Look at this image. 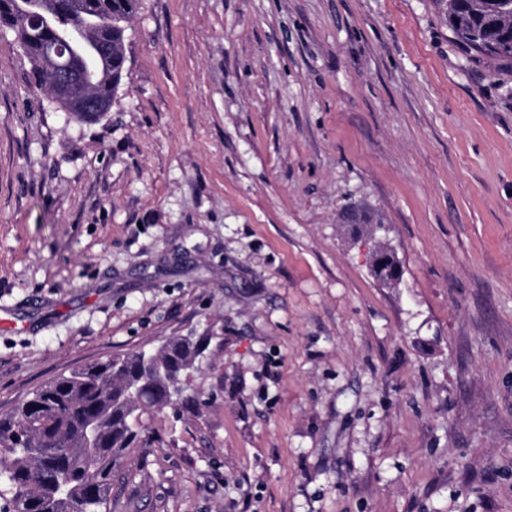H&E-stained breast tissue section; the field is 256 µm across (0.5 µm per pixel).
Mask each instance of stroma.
<instances>
[{
    "mask_svg": "<svg viewBox=\"0 0 512 512\" xmlns=\"http://www.w3.org/2000/svg\"><path fill=\"white\" fill-rule=\"evenodd\" d=\"M125 35L75 123L0 31V415L200 338L107 512H512V63L446 0H141ZM395 257V251L388 243L375 242L371 250L370 272L379 282L393 288L401 284L403 275Z\"/></svg>",
    "mask_w": 512,
    "mask_h": 512,
    "instance_id": "35a3bbf8",
    "label": "stroma"
}]
</instances>
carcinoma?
I'll return each instance as SVG.
<instances>
[{"mask_svg": "<svg viewBox=\"0 0 512 512\" xmlns=\"http://www.w3.org/2000/svg\"><path fill=\"white\" fill-rule=\"evenodd\" d=\"M140 0H0V28L50 86L48 51L68 48L90 91L114 99L126 61V22ZM448 26L468 52L512 62V4L448 0ZM200 341L177 337L154 353L133 351L86 365L41 386L0 416V464L11 512H101L126 450L146 441L147 410L190 402L182 375Z\"/></svg>", "mask_w": 512, "mask_h": 512, "instance_id": "cac0c4a2", "label": "carcinoma"}]
</instances>
